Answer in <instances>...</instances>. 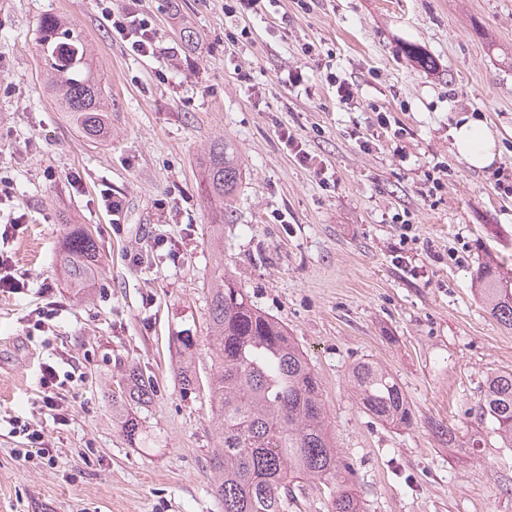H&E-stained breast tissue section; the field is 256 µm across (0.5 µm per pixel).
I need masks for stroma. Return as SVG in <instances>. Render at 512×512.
Instances as JSON below:
<instances>
[{
    "label": "stroma",
    "mask_w": 512,
    "mask_h": 512,
    "mask_svg": "<svg viewBox=\"0 0 512 512\" xmlns=\"http://www.w3.org/2000/svg\"><path fill=\"white\" fill-rule=\"evenodd\" d=\"M224 3L141 0L161 52L139 57L97 0H0V175L27 215L5 246L26 286L0 292V512H224L206 466L210 402L182 396L172 342L190 331L196 368L209 373L219 252L318 374L362 512H512V448L489 435L478 455L451 451L429 427L481 431L467 410L489 372L512 369V330L486 312L474 279L489 261L512 277V198L456 155L449 134L458 115L485 117L500 140L494 166L512 180V0H266L258 14ZM49 14L93 50L109 141L87 139L46 87L38 23ZM296 66L302 91L280 80ZM330 71L354 84L352 104L328 86ZM380 112L403 137L361 147ZM284 128L326 162L324 177L296 161ZM219 139L240 169L220 248L215 205L199 189ZM436 167L447 176L433 194ZM107 188L127 202L119 233ZM70 224L91 228L106 268L82 294L57 261ZM159 236L167 246L155 247ZM50 299L58 317L29 332L30 312ZM364 360L395 376L415 427L360 408L348 373ZM47 365L72 376L62 425L43 403ZM131 367L157 383L134 410L143 443L121 433L108 400ZM13 418L46 433L55 466L18 457Z\"/></svg>",
    "instance_id": "1"
}]
</instances>
